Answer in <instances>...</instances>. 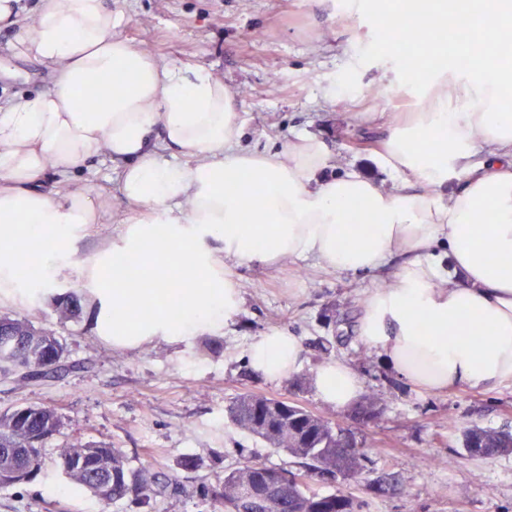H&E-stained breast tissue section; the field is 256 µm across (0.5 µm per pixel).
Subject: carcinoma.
<instances>
[{
    "mask_svg": "<svg viewBox=\"0 0 512 512\" xmlns=\"http://www.w3.org/2000/svg\"><path fill=\"white\" fill-rule=\"evenodd\" d=\"M60 319L78 321L84 315L82 298L59 297ZM20 335L15 346L0 335V379L16 385L45 381L63 369L65 348L55 332L40 328L29 318L1 316ZM230 421L276 452L300 460V469H280L247 461L224 471L215 486L204 485L201 500L220 512H360L367 503L337 488L330 494L309 490L318 479L327 483L352 481L364 470L366 456L356 442H347L335 422L314 414L283 397L242 393L230 402ZM62 425L55 409L22 405L0 413V486L20 485L41 470L44 442ZM464 448L472 456L491 457L512 452L511 429L473 428L464 435ZM57 465L75 487L85 489L105 502L128 500L146 507L165 494L168 480L150 458L133 468L126 455L106 443L74 444L60 448Z\"/></svg>",
    "mask_w": 512,
    "mask_h": 512,
    "instance_id": "obj_1",
    "label": "carcinoma"
}]
</instances>
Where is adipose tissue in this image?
Wrapping results in <instances>:
<instances>
[{
    "label": "adipose tissue",
    "mask_w": 512,
    "mask_h": 512,
    "mask_svg": "<svg viewBox=\"0 0 512 512\" xmlns=\"http://www.w3.org/2000/svg\"><path fill=\"white\" fill-rule=\"evenodd\" d=\"M22 11V0H0V26L14 29L19 55L54 78L49 91L0 112V224L35 223L0 239L1 285L13 287L32 250L66 248L72 225L101 223L109 207L101 193L61 185L104 153L123 162L120 197L141 211L112 243L113 254H141L138 273L111 278L102 260L89 264L97 286L109 290L115 344L233 322L242 297L232 262L271 268L287 256H312L326 269L358 273L399 251L408 259L391 286L363 301L359 340L429 391L512 380V113L499 105V56L464 46L473 60L464 76L453 58L443 59L428 90L430 111L395 125L381 154L385 167L416 184L386 191L353 172L318 179L327 154L312 137L280 153L238 150L243 122L223 80L135 48L119 32L122 15L103 0H40L30 25ZM131 62L135 76L112 84ZM92 85L106 105L79 111L75 102ZM157 134L185 164L162 158ZM478 138L488 146L480 157ZM232 174L244 180L230 190ZM459 174L463 186L443 194ZM252 194L263 206L249 217ZM142 278L181 306L180 323L165 305L142 306ZM484 329L491 343L476 344ZM301 353L296 336L274 330L254 341L249 356L255 371L275 380L298 370ZM314 385L335 408L361 391L340 362L318 368Z\"/></svg>",
    "instance_id": "ef3b65f1"
}]
</instances>
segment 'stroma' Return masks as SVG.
Returning <instances> with one entry per match:
<instances>
[{
    "label": "stroma",
    "instance_id": "obj_1",
    "mask_svg": "<svg viewBox=\"0 0 512 512\" xmlns=\"http://www.w3.org/2000/svg\"><path fill=\"white\" fill-rule=\"evenodd\" d=\"M124 16L123 35L137 48L185 68L200 66L223 79L244 120L238 147L275 152L311 134L329 157L327 174L354 170L392 189L405 180L379 163V151L398 114L426 103L399 84L392 63L358 65V88L336 91L337 74L373 38L371 25L341 0H112ZM0 31V105L17 94L51 87L48 71L10 49ZM119 169L98 158L72 177L73 190H97L113 204L102 224L72 228L66 251L46 282L0 288V316L30 317L53 330L65 347L66 367L55 378L16 386L0 381V412L25 404L50 406L62 425L43 450L42 469L29 483L0 487V512H139L130 502L106 504L75 489L57 470L59 448L75 441L105 442L131 465L151 454L178 489L156 499L151 512H212L195 489L223 479L224 471L256 459L294 470L295 458L267 448L232 425L226 407L250 392L282 396L350 430L368 456L352 483L365 512H512V454L472 457L468 429L512 426V382L485 390L428 391L399 376L357 338L367 289L386 286L404 261L389 256L380 272L339 274L311 256L277 267L236 266L242 311L221 331L201 330L175 342L113 345L101 330L111 314L104 292L90 288L77 264L111 253L112 241L138 212L117 201ZM75 292L85 302L78 322H61L55 300ZM279 329L297 336L303 365L288 379L270 381L248 361L251 343ZM342 362L361 380L360 401H376L378 417L362 425L349 408L317 396L313 374ZM194 469L181 467L183 456ZM394 476L403 491L374 496L371 481Z\"/></svg>",
    "mask_w": 512,
    "mask_h": 512
}]
</instances>
